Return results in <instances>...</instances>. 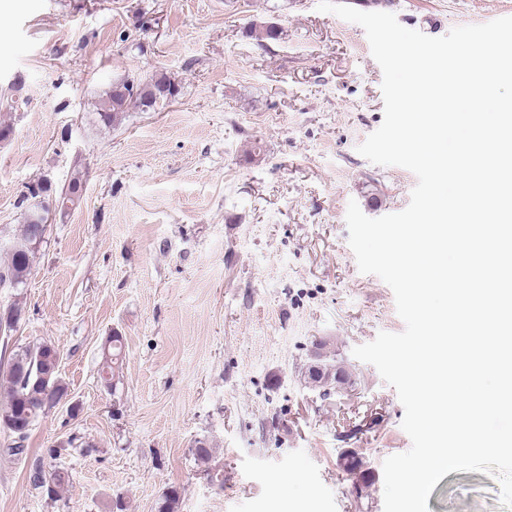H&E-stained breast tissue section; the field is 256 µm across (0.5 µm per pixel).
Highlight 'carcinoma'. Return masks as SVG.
I'll return each instance as SVG.
<instances>
[{
  "label": "carcinoma",
  "instance_id": "obj_1",
  "mask_svg": "<svg viewBox=\"0 0 512 512\" xmlns=\"http://www.w3.org/2000/svg\"><path fill=\"white\" fill-rule=\"evenodd\" d=\"M246 36L259 42H271L280 39L281 32L271 26L251 24ZM157 84L162 86L157 95L145 102L134 95V77H121L110 83L99 100L100 120L111 125L121 122L126 113L144 108L154 109L167 103L168 91L176 87L171 78L156 73ZM81 184L80 177L73 178L66 188L54 189L52 184L38 183L37 192L20 199L19 206L24 209V224L12 232L10 242L13 247L0 246V285L16 289L26 284L31 273L34 258L41 241L37 239V226L48 220L49 213L66 216L80 201L75 189ZM108 347L103 352V365L100 379L108 389L117 390L123 378V342L119 336L107 339ZM49 350V343L42 342L13 352L6 365L0 366V422L10 420L21 431L13 432V443L4 452L11 456L25 452L24 441L33 424L45 415L55 403L67 395L68 386L62 379L59 369L52 370L49 379L42 378L36 369L41 365L48 369L43 357ZM336 351L326 352L322 360L323 375L314 377L311 369L304 372V380L313 389L336 390L350 382L349 372L336 360ZM215 447L208 441L198 442L194 455L197 460L207 464L206 475L217 485H224V468L210 465L214 459ZM68 469L60 466H48L40 458L32 461L29 468V481L34 489L44 493L49 499L59 497L64 486L70 482ZM179 493L175 488L162 492L158 512H176Z\"/></svg>",
  "mask_w": 512,
  "mask_h": 512
}]
</instances>
